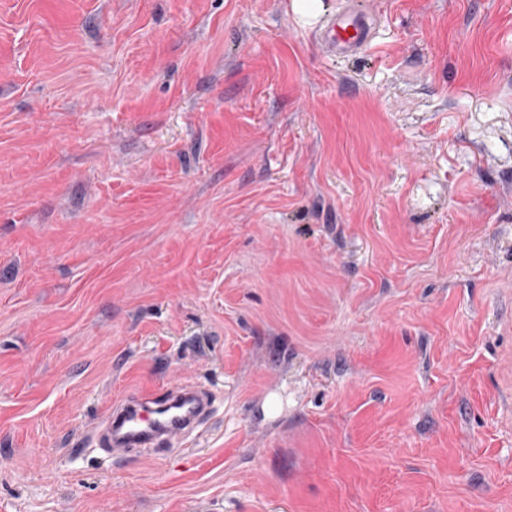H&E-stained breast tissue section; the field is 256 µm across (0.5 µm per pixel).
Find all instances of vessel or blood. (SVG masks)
<instances>
[{
	"label": "vessel or blood",
	"mask_w": 512,
	"mask_h": 512,
	"mask_svg": "<svg viewBox=\"0 0 512 512\" xmlns=\"http://www.w3.org/2000/svg\"><path fill=\"white\" fill-rule=\"evenodd\" d=\"M376 19L364 0H339L315 29V37L334 57L362 54L372 43ZM212 409L211 396L200 389L173 386L148 388L113 408L108 419L94 427L99 448L111 463L141 448L187 438L197 432Z\"/></svg>",
	"instance_id": "vessel-or-blood-1"
}]
</instances>
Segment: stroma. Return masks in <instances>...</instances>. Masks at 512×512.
Masks as SVG:
<instances>
[{"instance_id":"obj_1","label":"stroma","mask_w":512,"mask_h":512,"mask_svg":"<svg viewBox=\"0 0 512 512\" xmlns=\"http://www.w3.org/2000/svg\"><path fill=\"white\" fill-rule=\"evenodd\" d=\"M366 6L0 0V512H512V0ZM375 30L376 19L363 0H344L323 17L315 37L331 56L348 58L368 48ZM211 409L212 398L203 390L187 386L161 391L148 388L113 408L108 419L93 428V433L106 458L116 464L140 448L192 436Z\"/></svg>"}]
</instances>
